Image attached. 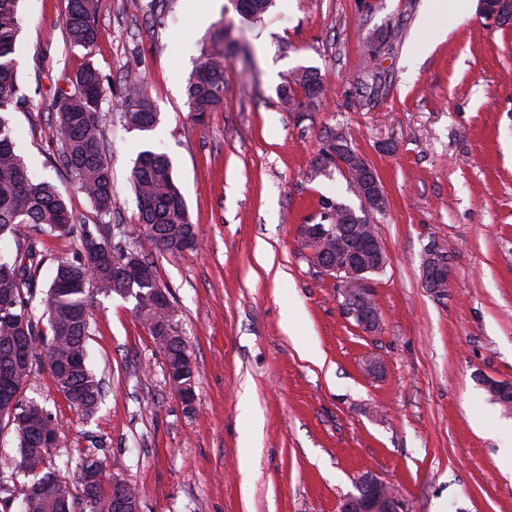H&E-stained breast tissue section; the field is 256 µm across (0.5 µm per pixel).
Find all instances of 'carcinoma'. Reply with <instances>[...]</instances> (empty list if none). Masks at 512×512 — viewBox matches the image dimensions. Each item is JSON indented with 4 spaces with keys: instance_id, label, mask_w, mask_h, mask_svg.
<instances>
[{
    "instance_id": "cac0c4a2",
    "label": "carcinoma",
    "mask_w": 512,
    "mask_h": 512,
    "mask_svg": "<svg viewBox=\"0 0 512 512\" xmlns=\"http://www.w3.org/2000/svg\"><path fill=\"white\" fill-rule=\"evenodd\" d=\"M96 0H69L65 27L75 44L88 47L98 38L94 24ZM273 0H242L237 13L260 21ZM224 24L213 46L203 50L187 79V104L201 114L212 111L224 99ZM21 33L18 0H0V395L13 399L0 406V430L12 429L18 440L14 470L27 478L23 512H109L112 499L123 495L136 499V489L118 483L105 494L99 482L81 477L82 494L51 467L52 450L58 447V423L37 399L25 396L32 374L46 370L57 388L77 409L96 412L101 401L100 381L86 362V338L92 329V300L96 295H116L134 300L133 311L162 353L177 393L193 390L191 354L179 331L170 290L161 286L155 262L141 245L111 224H73L64 196L51 184L35 178L31 165L18 152L6 114L26 108L19 93L13 54ZM391 31H380L375 47L366 39L365 53L374 59L391 46ZM71 91L59 92L57 128L61 165L70 170L94 212L110 215L116 207L112 170L106 154L102 103L107 95L105 79L92 64L68 78ZM323 78L313 68L291 71L278 88L281 105L289 112H310L321 100ZM128 127L151 131L158 123L149 93L133 87L122 101ZM345 153L356 151L346 139L330 130L315 158L312 170L319 175L336 169L345 174L352 194L360 191L352 168L343 169L336 143ZM140 230L160 253L180 255L196 248L195 226L190 224L184 196L177 185L171 160L149 150L141 152L132 169ZM317 226L341 223L345 202L323 195L318 202ZM29 232L20 233L21 227ZM65 236L75 248L54 260L49 289L36 306V275L45 261V239Z\"/></svg>"
}]
</instances>
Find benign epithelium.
<instances>
[{"label": "benign epithelium", "mask_w": 512, "mask_h": 512, "mask_svg": "<svg viewBox=\"0 0 512 512\" xmlns=\"http://www.w3.org/2000/svg\"><path fill=\"white\" fill-rule=\"evenodd\" d=\"M479 12L492 24L507 23L512 20V0H499L498 5L491 9L487 0H479ZM350 163L360 169L363 182L361 198L369 211L377 205L382 186L375 170L362 155H356ZM348 217V223L336 225L332 232L300 224L297 241L308 257L317 259L318 272L325 276L338 275L336 282L343 295L340 302L342 314L353 320L363 332L373 334L377 332L381 319L373 299L372 280L366 277V273L385 268L387 256L377 235L365 232V225L358 223L353 210H348ZM423 278L425 287L435 293L448 285V260L433 247L425 252ZM340 512H398V504L390 486L366 475L357 482L356 492L342 499Z\"/></svg>", "instance_id": "7a95c632"}]
</instances>
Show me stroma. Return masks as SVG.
Returning a JSON list of instances; mask_svg holds the SVG:
<instances>
[{"mask_svg": "<svg viewBox=\"0 0 512 512\" xmlns=\"http://www.w3.org/2000/svg\"><path fill=\"white\" fill-rule=\"evenodd\" d=\"M68 0H20L15 60L26 110L10 115L17 150L66 196L75 223L95 213L59 163L55 112L65 77L93 63L112 91L102 103L110 143L112 223L135 231L130 180L141 151L166 154L197 234L179 256L150 251L170 288L195 366L185 408L133 301L97 297L88 363L104 397L92 418L48 372L27 396L60 428L53 460L79 488L68 458L99 441L102 489L123 476L141 512H339L370 474L400 512H512V411L487 389L512 382V24L490 25L429 0H275L258 23L215 0L199 27L195 0H97L96 42L71 43ZM238 47L224 100L190 111L186 80L220 22ZM394 27L376 97L358 79L372 63L366 36ZM314 68L325 95L284 111V73ZM146 87L154 131L128 130L119 102ZM374 166L386 197L373 214L388 256L374 277L381 327L368 336L342 315L336 281L301 254L298 225L322 193L359 207L340 172L312 176L326 130ZM444 252L443 292L426 288L428 246ZM291 317L295 336L282 327ZM385 360L376 377L369 355Z\"/></svg>", "mask_w": 512, "mask_h": 512, "instance_id": "obj_1", "label": "stroma"}]
</instances>
